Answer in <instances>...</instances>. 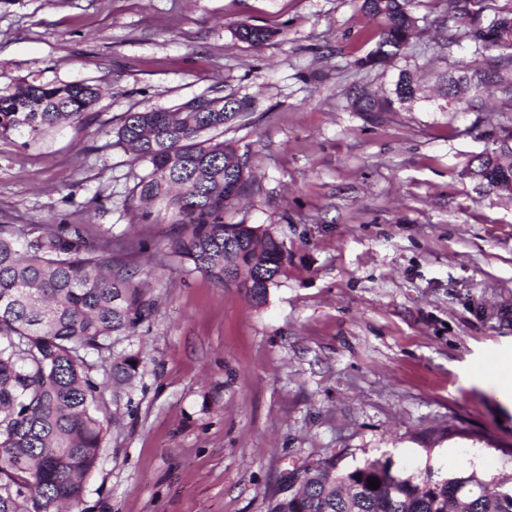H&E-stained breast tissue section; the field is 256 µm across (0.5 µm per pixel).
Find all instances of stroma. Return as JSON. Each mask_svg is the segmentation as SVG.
Segmentation results:
<instances>
[{"mask_svg":"<svg viewBox=\"0 0 512 512\" xmlns=\"http://www.w3.org/2000/svg\"><path fill=\"white\" fill-rule=\"evenodd\" d=\"M416 12L422 36L371 67L360 0H0V94L99 90L85 126L0 136V224L79 225L149 276L130 339L145 366L131 405L108 408L81 512H268L292 468L329 458L512 485V387L476 369L490 350L512 363V196L459 176L512 109L443 110L438 79L472 48ZM243 22L275 35L251 47ZM403 69L424 100L353 111L352 88L383 93ZM202 94L252 102L224 133L251 171L224 220L285 244L260 306L164 257L181 225L129 207L147 166L113 144L123 116Z\"/></svg>","mask_w":512,"mask_h":512,"instance_id":"obj_1","label":"stroma"}]
</instances>
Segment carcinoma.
I'll return each mask as SVG.
<instances>
[{"instance_id":"carcinoma-1","label":"carcinoma","mask_w":512,"mask_h":512,"mask_svg":"<svg viewBox=\"0 0 512 512\" xmlns=\"http://www.w3.org/2000/svg\"><path fill=\"white\" fill-rule=\"evenodd\" d=\"M448 42H468L472 57L442 78L444 98L475 112L479 95L466 96L472 75L496 77L493 85L512 101V8L496 9L498 24L461 29L467 5L482 0H429L438 9ZM379 22L374 49L363 63L382 66L400 55L420 32L415 0H361ZM275 31L243 23L233 36L251 46ZM414 74L399 72L380 95L356 94L357 112H395L415 99ZM87 83L30 84L0 95V135L35 137L62 120L82 126L98 99ZM200 112L155 108L128 112L114 145L149 165L134 185L130 207L143 224L167 221L183 231L168 250L181 265L224 285L225 263L236 270L265 267V276L240 281L257 305L284 274L283 243L257 226L224 223L250 173L224 127L249 107L244 99L203 97ZM488 139L492 148L474 158L461 176L487 191L512 185V130ZM133 274L114 257L106 238L84 245L77 225L33 224L25 243L10 224H0V512H72L86 479L97 468L112 402L131 403L142 352L123 343L149 319L150 308ZM380 486L371 489L368 480ZM268 512H512V499L476 472L447 476L426 471L418 478L393 471L391 461L365 460L339 471L324 459L293 469Z\"/></svg>"}]
</instances>
